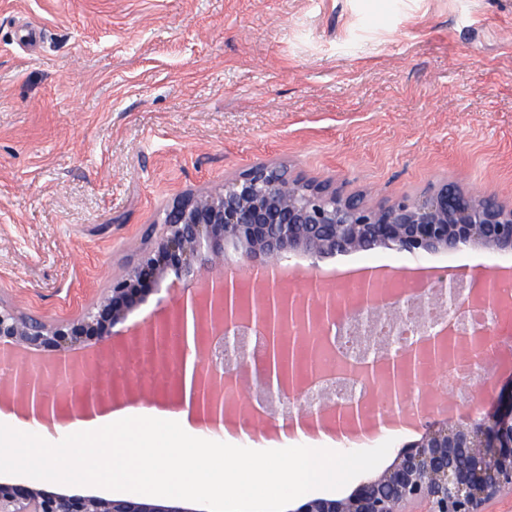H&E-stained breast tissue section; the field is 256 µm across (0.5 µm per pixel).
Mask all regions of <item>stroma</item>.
<instances>
[{"instance_id":"obj_1","label":"stroma","mask_w":512,"mask_h":512,"mask_svg":"<svg viewBox=\"0 0 512 512\" xmlns=\"http://www.w3.org/2000/svg\"><path fill=\"white\" fill-rule=\"evenodd\" d=\"M259 162L329 181L372 203L448 179L512 203V0H0V303L45 321L86 310L146 246L173 199L220 187ZM376 263L394 284L418 271L387 248L321 259L295 255L322 288L344 292L349 266ZM180 290L149 298L112 330L131 346ZM487 374L457 396L512 386V335ZM60 429L16 430L24 410L0 398V480L89 494L62 451L73 436L67 392L110 379L111 402L153 406L180 396L176 368L111 359L54 375ZM420 431L369 447L331 448L335 470L296 474L316 448L233 452L241 472L289 470L276 498H181L192 512H297L339 499L389 468ZM55 464H47V457Z\"/></svg>"}]
</instances>
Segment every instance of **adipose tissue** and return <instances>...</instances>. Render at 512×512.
<instances>
[{
    "mask_svg": "<svg viewBox=\"0 0 512 512\" xmlns=\"http://www.w3.org/2000/svg\"><path fill=\"white\" fill-rule=\"evenodd\" d=\"M214 416L192 402L184 393L176 407L125 406L106 413L74 419L71 427L79 438L69 458L82 480L89 484L111 481L118 491H137L143 484L164 494L207 496L218 499L227 485L237 483L238 474L229 460L238 439L226 436L223 447L203 448L200 440L210 432ZM173 427L184 440L194 443V456L186 459L179 474L161 466L164 447L152 436ZM121 442L126 450L122 460L98 455V448Z\"/></svg>",
    "mask_w": 512,
    "mask_h": 512,
    "instance_id": "1",
    "label": "adipose tissue"
}]
</instances>
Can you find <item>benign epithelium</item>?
<instances>
[{
    "label": "benign epithelium",
    "mask_w": 512,
    "mask_h": 512,
    "mask_svg": "<svg viewBox=\"0 0 512 512\" xmlns=\"http://www.w3.org/2000/svg\"><path fill=\"white\" fill-rule=\"evenodd\" d=\"M233 247L239 263L253 269L276 267L295 254L323 257L336 252L369 251L378 247L410 253H433L480 247L512 251V205L490 196H474L456 184L441 181L415 196L371 205L359 195L345 194L327 183L304 180L287 166L257 163L224 181L218 190L176 197L163 211L161 228L138 261L112 277L105 292L84 312L61 321L45 322L0 304V342L20 347H50L61 373L71 370L70 353L87 340L106 343L112 328L146 299L161 290L169 273L205 280L204 290L218 309V333L203 337L199 302L193 308L194 338L188 343L184 315L180 336L166 343V325L153 321L142 360L156 368L175 364L184 369L194 355L198 398L210 411L227 412L235 396L246 393L264 408V416H297L317 420L333 410L344 423L364 420L363 405L330 406L326 392L305 395L313 368L299 378L284 371L272 380L271 345L285 343L298 351L302 336L320 341L318 328L340 322V314L354 313L363 327L379 314L370 290L348 301L331 292L317 303L314 315L284 298L279 289H260L252 310L263 334L264 361L255 383L241 384L252 371L251 355L239 336L246 308L239 284L229 287L224 271L226 248ZM421 312L465 309L455 283L442 278L421 289L415 300ZM387 348V364L376 374L368 363L354 371L369 384L387 392L386 409L397 408L396 381L408 353ZM19 399L29 406L32 385L43 388L38 374L17 373ZM111 391L98 386L71 397V408L81 412L103 402ZM425 429L421 438L401 448L393 465L361 484L343 499H313L296 512H488L497 498L512 495V390L508 394H480L472 401L478 412L490 409L470 423L430 422L437 396L426 389L415 393ZM0 512H189L181 505L149 499H112L61 494L0 481Z\"/></svg>",
    "instance_id": "obj_1"
}]
</instances>
